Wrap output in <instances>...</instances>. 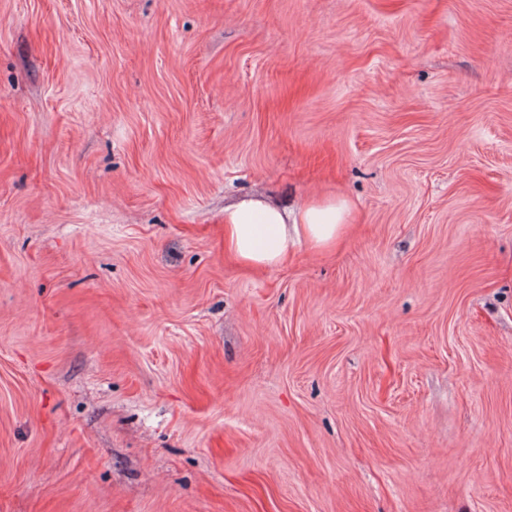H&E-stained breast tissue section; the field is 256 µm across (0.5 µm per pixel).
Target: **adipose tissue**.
Returning a JSON list of instances; mask_svg holds the SVG:
<instances>
[{
	"label": "adipose tissue",
	"mask_w": 512,
	"mask_h": 512,
	"mask_svg": "<svg viewBox=\"0 0 512 512\" xmlns=\"http://www.w3.org/2000/svg\"><path fill=\"white\" fill-rule=\"evenodd\" d=\"M345 199L315 197L292 211L262 198H245L224 208V250L245 268L282 267L296 243L322 252L335 247L349 229Z\"/></svg>",
	"instance_id": "obj_1"
}]
</instances>
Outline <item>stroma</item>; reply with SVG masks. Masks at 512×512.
<instances>
[{"label":"stroma","mask_w":512,"mask_h":512,"mask_svg":"<svg viewBox=\"0 0 512 512\" xmlns=\"http://www.w3.org/2000/svg\"><path fill=\"white\" fill-rule=\"evenodd\" d=\"M0 512H512V0H0ZM350 206L343 198H311L288 213L262 198L224 206V252L245 268L282 267L297 242L322 252L335 247L349 229Z\"/></svg>","instance_id":"1"}]
</instances>
